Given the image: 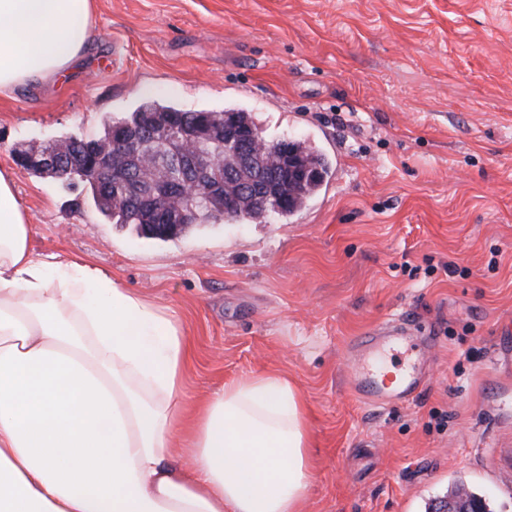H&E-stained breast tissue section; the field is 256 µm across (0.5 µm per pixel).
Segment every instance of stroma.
<instances>
[{
    "label": "stroma",
    "mask_w": 512,
    "mask_h": 512,
    "mask_svg": "<svg viewBox=\"0 0 512 512\" xmlns=\"http://www.w3.org/2000/svg\"><path fill=\"white\" fill-rule=\"evenodd\" d=\"M147 100L234 105L311 141L331 176L288 217L150 239L20 146L95 137ZM35 253L96 266L182 326V399L277 369L307 403L304 512H428L457 485L512 512V0H94L61 87L0 96ZM414 324L427 372L388 406L354 339ZM422 373L419 364H414L399 387H392L385 379H379L376 370L355 368L352 386L360 398L377 405H385L393 401H405L417 391Z\"/></svg>",
    "instance_id": "stroma-1"
}]
</instances>
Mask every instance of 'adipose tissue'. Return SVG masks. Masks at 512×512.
Listing matches in <instances>:
<instances>
[{
  "label": "adipose tissue",
  "mask_w": 512,
  "mask_h": 512,
  "mask_svg": "<svg viewBox=\"0 0 512 512\" xmlns=\"http://www.w3.org/2000/svg\"><path fill=\"white\" fill-rule=\"evenodd\" d=\"M93 0H0V93L64 80ZM0 171V512H302L305 401L287 375L226 382L188 408L193 346L116 278L37 255ZM192 450L172 456L174 436Z\"/></svg>",
  "instance_id": "obj_1"
}]
</instances>
